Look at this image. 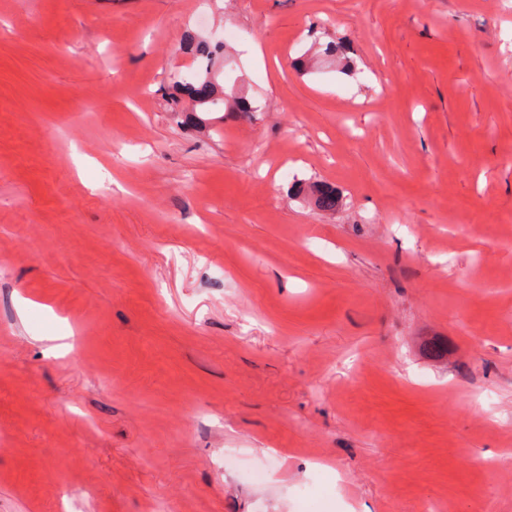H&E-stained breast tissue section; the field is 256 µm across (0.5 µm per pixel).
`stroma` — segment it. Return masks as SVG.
Masks as SVG:
<instances>
[{
	"instance_id": "stroma-1",
	"label": "stroma",
	"mask_w": 512,
	"mask_h": 512,
	"mask_svg": "<svg viewBox=\"0 0 512 512\" xmlns=\"http://www.w3.org/2000/svg\"><path fill=\"white\" fill-rule=\"evenodd\" d=\"M428 502L512 512V0H0V512ZM182 84L186 91L190 93L200 105H216L217 99H214V90L211 82L207 79H200L196 75L184 77Z\"/></svg>"
}]
</instances>
